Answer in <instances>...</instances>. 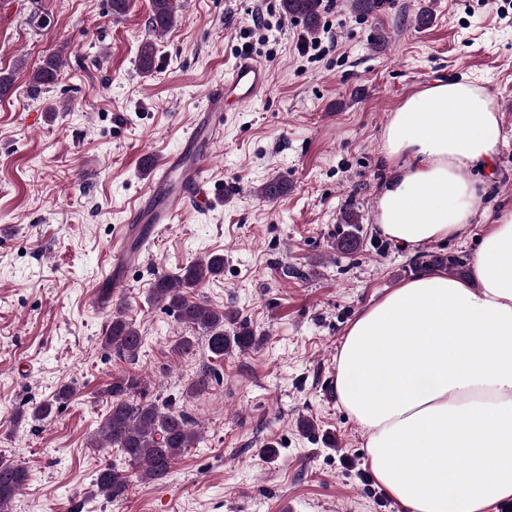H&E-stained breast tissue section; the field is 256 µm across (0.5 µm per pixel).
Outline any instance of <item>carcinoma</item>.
I'll return each mask as SVG.
<instances>
[{"label": "carcinoma", "instance_id": "obj_1", "mask_svg": "<svg viewBox=\"0 0 512 512\" xmlns=\"http://www.w3.org/2000/svg\"><path fill=\"white\" fill-rule=\"evenodd\" d=\"M322 0H281L285 14L301 18L309 34L318 31ZM176 22L172 0H150L149 24L156 33L170 30ZM156 45L145 41L139 47L138 61L142 69L152 68ZM64 61L59 56L47 59L35 73L34 81L46 85L55 81ZM287 191V184L272 179L261 185L256 195L273 200ZM347 230L336 239V250L354 253L362 241V227L358 215L350 210L345 213ZM421 270L444 269L456 274L463 272L464 260L459 256L441 253H424L415 260ZM224 272V256L215 254L197 261L173 275L162 274L151 288V299L173 311L178 321L188 328L204 334L208 351L215 358H222L233 349L246 351L253 348L258 338L253 329L234 310L217 309L189 298L188 290L197 287L210 277ZM235 325L232 332L224 331L225 324ZM105 347L121 357L134 358L141 351L144 340L135 323L128 319L121 308L112 311V318L102 337ZM109 411L98 427L99 443L103 448H115L123 461L136 468L138 480L159 482L164 480L175 461L188 448L200 442L197 423L191 416L170 404H159L151 397L144 377L122 373L112 378L106 390ZM72 397V390L62 386L52 399L41 404L37 413L50 414L54 404H65ZM30 480L27 467L11 460H0V512L17 496ZM97 492L114 502L127 498L130 489L129 475L115 463L102 464L96 474Z\"/></svg>", "mask_w": 512, "mask_h": 512}]
</instances>
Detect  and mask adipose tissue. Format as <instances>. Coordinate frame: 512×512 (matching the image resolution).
Returning a JSON list of instances; mask_svg holds the SVG:
<instances>
[{
	"mask_svg": "<svg viewBox=\"0 0 512 512\" xmlns=\"http://www.w3.org/2000/svg\"><path fill=\"white\" fill-rule=\"evenodd\" d=\"M501 144L494 100L438 81L384 132L395 171L375 200L381 233L408 249L467 235L475 174ZM335 390L368 466L403 512H490L512 500V208L480 238L467 277L425 272L361 312L336 356Z\"/></svg>",
	"mask_w": 512,
	"mask_h": 512,
	"instance_id": "adipose-tissue-1",
	"label": "adipose tissue"
}]
</instances>
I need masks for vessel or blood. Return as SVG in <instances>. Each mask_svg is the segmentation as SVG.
<instances>
[{
	"label": "vessel or blood",
	"mask_w": 512,
	"mask_h": 512,
	"mask_svg": "<svg viewBox=\"0 0 512 512\" xmlns=\"http://www.w3.org/2000/svg\"><path fill=\"white\" fill-rule=\"evenodd\" d=\"M269 79L265 66L251 57H239L225 72L223 82L208 93L204 111L178 149L162 157L143 153L150 180L114 235L111 260L101 271L102 290L95 295L99 307H108L111 302L104 295V288L120 284L129 269L140 261L139 255L127 248L130 237L144 229L153 232L162 225L176 223L187 211L210 208L213 198L204 159L223 133L224 114L229 107H240L261 97L268 89Z\"/></svg>",
	"instance_id": "vessel-or-blood-1"
}]
</instances>
